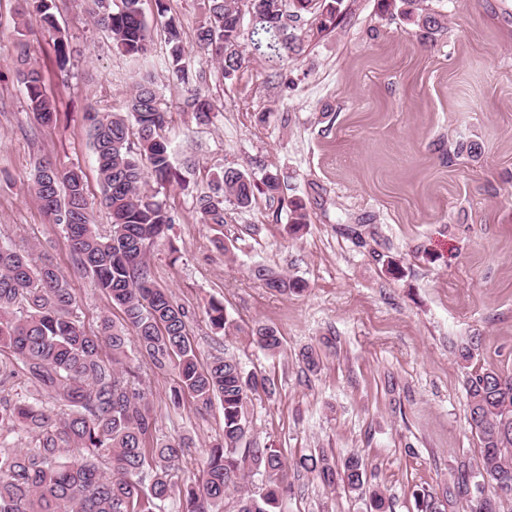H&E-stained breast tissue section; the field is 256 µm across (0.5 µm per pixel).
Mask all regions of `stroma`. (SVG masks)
<instances>
[{
  "label": "stroma",
  "instance_id": "1",
  "mask_svg": "<svg viewBox=\"0 0 512 512\" xmlns=\"http://www.w3.org/2000/svg\"><path fill=\"white\" fill-rule=\"evenodd\" d=\"M71 60L59 71L47 36L29 57L57 103L58 120L37 123L14 72L17 0H0V240L34 248L74 289L88 331L112 315L107 295L73 271L66 233L29 192L37 158L81 168L91 199L99 177L84 114L124 111L133 64L93 23L88 0H55ZM446 16L422 38L383 0H343L333 28L318 11L287 19L304 35L300 54L269 66L243 24V61L230 77L195 57L213 102L211 123L179 107L182 86L167 79L165 43L152 27L161 102L170 115L183 182L160 193L175 222L147 251L156 283L190 315L201 361L227 353L246 369L275 376L277 393L249 404L258 442L295 459L324 448L361 454L368 476L395 504L416 512L413 492L441 490L459 458L479 444L467 421L464 381L478 368L512 372V0H425ZM478 155H470V145ZM227 167L254 179L279 174L283 199L257 195L251 208L224 204L223 225L205 224L195 196ZM306 206L308 226L290 237L287 200ZM230 239L233 256L212 241ZM394 260L399 275L387 273ZM261 263L305 282L282 295L256 280ZM222 300L236 327L216 333L205 308ZM276 328L280 353L258 348L255 324ZM325 336L336 351L317 374L301 351ZM474 340L468 364L455 356ZM156 435L187 438L177 481H201L203 459L224 426L221 407H173L170 375L145 366ZM285 512H367L364 497L295 481Z\"/></svg>",
  "mask_w": 512,
  "mask_h": 512
}]
</instances>
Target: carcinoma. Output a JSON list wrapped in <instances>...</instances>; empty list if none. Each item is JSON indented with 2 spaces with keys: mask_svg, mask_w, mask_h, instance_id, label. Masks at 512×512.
<instances>
[{
  "mask_svg": "<svg viewBox=\"0 0 512 512\" xmlns=\"http://www.w3.org/2000/svg\"><path fill=\"white\" fill-rule=\"evenodd\" d=\"M241 0H207V12L195 29V50H189L182 22L168 14L166 0H155L156 21L167 46L168 72L188 86L182 107L200 124L211 121L214 106L195 86L199 75L192 52L222 63L223 74L237 71V45L242 24ZM400 14L426 37L445 27L441 14L423 7L424 0H400ZM340 0H323L321 27L335 26ZM318 0H250L253 49L269 62L303 50V38L288 31L282 19L310 11ZM53 0H19L23 19L17 33L25 37L37 25L53 41L62 70L69 46L52 13ZM94 22L130 58L147 60L152 52L150 25L141 0H91ZM16 75L35 120L56 118L42 72L30 61L26 43L18 42ZM101 197L90 199L82 169H59L48 158L35 162L31 191L49 222L66 227L75 272L91 278L112 301L119 318L105 317L89 334L76 319L78 306L67 276L48 260L37 261L32 250L0 242V383L15 378L32 385L38 396L0 399V436L25 434L28 448H0V512H220L231 492L236 512H281L292 484L289 473L312 476L324 488L340 485L367 500L369 512H393L392 500L369 483L362 455L337 459L315 450L293 461L251 435L247 410L251 396L277 392L275 379L246 370L231 355L199 361L187 311L156 285L146 262L147 247L166 237L174 217L147 190L148 179L163 186L175 175L171 145L165 136L167 112L151 75L139 76L127 112L86 113ZM279 175L267 173L261 183L228 167L212 175L207 191L196 196L205 224L224 223V199L248 209L256 194L279 193ZM112 218L110 235L93 224L95 205ZM288 234L307 224L301 201H287ZM256 279L280 294L304 291L302 281L265 265L251 269ZM210 324L226 331L233 320L224 302L211 299ZM253 342L276 354L282 337L260 325ZM336 348L326 337L301 354L308 373L320 371L323 356ZM174 375L169 398L175 405L189 397L198 410L219 403L222 435L207 452L202 482L173 481L171 466L184 454V441L152 444L156 421L145 389L142 363ZM468 422L478 438L476 459L457 462L451 483L442 491L413 492L417 512H442L459 504L464 512H502L512 500V372L488 367L465 382ZM261 477L262 488L248 490ZM492 486L496 495L485 493Z\"/></svg>",
  "mask_w": 512,
  "mask_h": 512,
  "instance_id": "cac0c4a2",
  "label": "carcinoma"
}]
</instances>
